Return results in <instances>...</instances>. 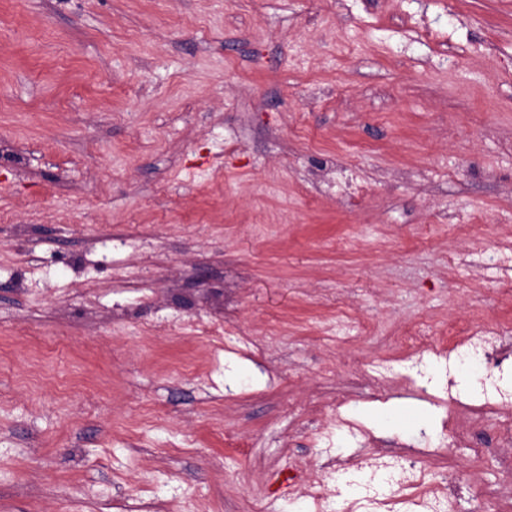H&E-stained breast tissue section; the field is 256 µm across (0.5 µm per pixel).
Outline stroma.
I'll list each match as a JSON object with an SVG mask.
<instances>
[{"label":"stroma","mask_w":512,"mask_h":512,"mask_svg":"<svg viewBox=\"0 0 512 512\" xmlns=\"http://www.w3.org/2000/svg\"><path fill=\"white\" fill-rule=\"evenodd\" d=\"M0 152V512H316L289 466L377 453L512 512L391 344L501 313L512 0H0ZM469 263L478 272L494 268L502 272L500 285L512 288L509 272L512 270V241L510 238L501 239L493 251L479 250L470 254Z\"/></svg>","instance_id":"obj_1"}]
</instances>
